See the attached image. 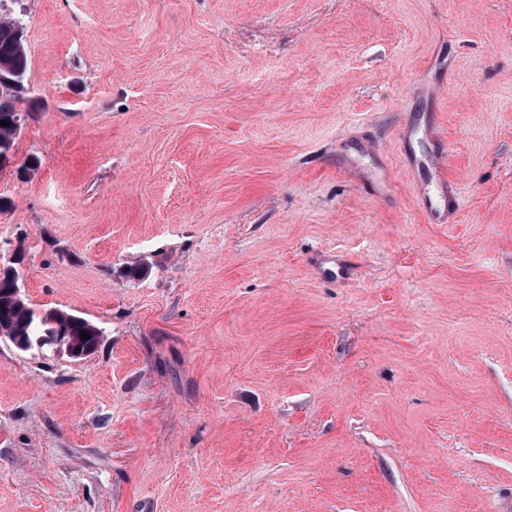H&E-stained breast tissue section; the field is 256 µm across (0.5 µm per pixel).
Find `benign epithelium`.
Here are the masks:
<instances>
[{
  "label": "benign epithelium",
  "instance_id": "obj_1",
  "mask_svg": "<svg viewBox=\"0 0 512 512\" xmlns=\"http://www.w3.org/2000/svg\"><path fill=\"white\" fill-rule=\"evenodd\" d=\"M43 329L30 336L7 334L0 328V340H7L18 350L29 353L33 357L45 358L49 355L56 358L66 357L72 360L83 359L88 351L81 349L74 337L61 327V323L69 316L59 310L40 312Z\"/></svg>",
  "mask_w": 512,
  "mask_h": 512
}]
</instances>
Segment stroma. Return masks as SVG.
Returning a JSON list of instances; mask_svg holds the SVG:
<instances>
[{
  "label": "stroma",
  "mask_w": 512,
  "mask_h": 512,
  "mask_svg": "<svg viewBox=\"0 0 512 512\" xmlns=\"http://www.w3.org/2000/svg\"><path fill=\"white\" fill-rule=\"evenodd\" d=\"M14 10L0 264L102 336L0 342V512H512V0ZM425 112L451 224L402 164ZM6 20L7 18L2 21L0 16V63L1 66L7 64V66L12 70L21 73L24 79L28 69V55L25 47V41L22 43V39L24 38V27L19 18H13L11 20L12 23L9 25L12 37L19 44H22V46H19L18 44L12 43L6 37L5 32L8 29ZM0 70L1 89L12 91L21 84L20 81L13 80L7 76V74L18 76V74L14 73L9 68L1 67ZM425 135L437 146L426 159V166L433 174L432 185L417 186L418 205L428 223L450 224L454 222L459 211V197L455 184L447 182L444 174L443 160L447 148L440 137L438 127L430 119L425 125Z\"/></svg>",
  "instance_id": "stroma-1"
}]
</instances>
